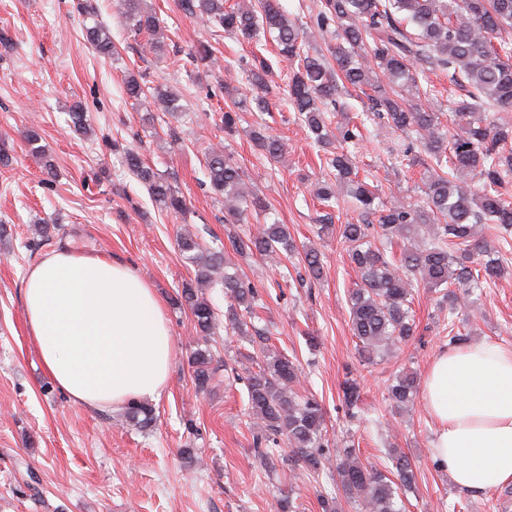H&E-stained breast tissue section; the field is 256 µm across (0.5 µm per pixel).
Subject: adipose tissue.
<instances>
[{"instance_id": "obj_1", "label": "adipose tissue", "mask_w": 512, "mask_h": 512, "mask_svg": "<svg viewBox=\"0 0 512 512\" xmlns=\"http://www.w3.org/2000/svg\"><path fill=\"white\" fill-rule=\"evenodd\" d=\"M23 300L44 368L73 402L104 410L165 389L173 342L161 300L129 267L62 246L28 272ZM422 395L433 453L454 483H512V348L484 342L437 353Z\"/></svg>"}]
</instances>
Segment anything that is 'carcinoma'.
<instances>
[{
	"label": "carcinoma",
	"instance_id": "obj_1",
	"mask_svg": "<svg viewBox=\"0 0 512 512\" xmlns=\"http://www.w3.org/2000/svg\"><path fill=\"white\" fill-rule=\"evenodd\" d=\"M178 5L186 16L204 21L216 41L224 33L248 44L274 41L279 60L289 66V101L307 138L322 148L326 166L336 172L335 180L314 184V197L330 207L349 196L361 216L373 217L371 224H342L338 230L349 262L360 275L348 299L351 329L364 357L378 356L414 336L415 288L443 289L452 317L468 307L477 290L504 275L499 252L476 228L490 224L502 235L512 233V124L487 115L493 109H512V43L495 41L512 29V0H320L315 25L321 32L335 26L334 68L305 48L304 30L288 18L278 0H239L228 7L225 0H179ZM119 10L128 34H145L150 49L160 47L164 29L157 13L142 7V0H121ZM85 37L99 56L114 55L116 47L105 26L85 28ZM190 61L213 71L218 87L236 97L234 108L224 111V134L235 132L249 106L268 110L265 92L271 64L264 56L253 53L236 67L220 68L213 45L201 42ZM427 70L447 73L459 91L448 102V110L458 118L451 133L440 127L443 103L438 90L421 82ZM239 73L250 86L248 94L234 85ZM124 86L129 98H149L159 112L183 113L181 95L161 83L150 85L131 73ZM349 86L369 88L370 110L389 127L414 134L423 146L433 165L428 167L422 200H382L359 177L349 155L333 146L335 139L347 145L362 138L361 127L347 117L334 131L326 122L325 107L336 106L340 91ZM69 118L71 130L88 133L89 116L82 103L70 106ZM253 140L272 159L285 151V144L265 131H253ZM40 141L35 128L27 130L29 151L49 168ZM124 162L161 210L185 213L186 200L137 153L125 152ZM205 169L214 191L224 197L227 223L245 224L250 214L266 211L224 150H207ZM415 237L419 243L399 259L387 253L393 239ZM177 241L195 266V284L185 286L182 301L191 311L196 335L206 344L213 334L215 315L202 289L219 286L231 300L232 329L250 336L262 356L259 372L248 378L250 410L260 428L255 442L260 463L272 464L284 440L296 465L316 476L336 473V489L356 505V512H403L402 493L416 486L409 457L392 449V469L384 472L364 464L354 448L330 451L321 402L301 394L298 365L269 347L263 329L251 322L255 288L243 280L229 254L211 250L191 234ZM232 250L239 256L255 252L277 260L283 253L297 252L298 246L287 226L272 223L234 236ZM304 263L309 278H322L324 267L316 249H304ZM212 363L210 349L193 352L191 368L198 388L208 386ZM417 393V374H398L388 387L391 408L412 407ZM342 397L349 416L357 417V382L346 381ZM124 417L140 430L151 428L155 420L152 407L135 402Z\"/></svg>",
	"mask_w": 512,
	"mask_h": 512
}]
</instances>
